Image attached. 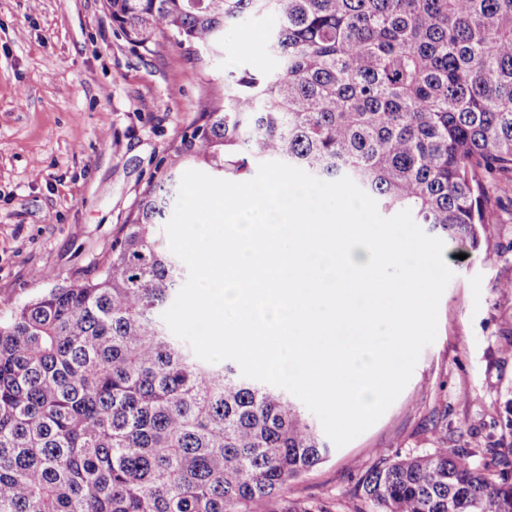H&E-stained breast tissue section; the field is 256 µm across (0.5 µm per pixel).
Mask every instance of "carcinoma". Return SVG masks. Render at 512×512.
Instances as JSON below:
<instances>
[{
    "label": "carcinoma",
    "mask_w": 512,
    "mask_h": 512,
    "mask_svg": "<svg viewBox=\"0 0 512 512\" xmlns=\"http://www.w3.org/2000/svg\"><path fill=\"white\" fill-rule=\"evenodd\" d=\"M117 33L220 58L274 12L278 70L224 71L112 236L105 260L0 317V512H312L281 500L330 448L282 389L199 359L160 314L187 278L160 226L184 171L282 161L350 177L385 210L478 251L512 191V0H105ZM462 448L381 459L376 512H512Z\"/></svg>",
    "instance_id": "obj_1"
}]
</instances>
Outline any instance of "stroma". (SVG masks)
<instances>
[{"label": "stroma", "mask_w": 512, "mask_h": 512, "mask_svg": "<svg viewBox=\"0 0 512 512\" xmlns=\"http://www.w3.org/2000/svg\"><path fill=\"white\" fill-rule=\"evenodd\" d=\"M277 19L249 17L224 37L228 67L275 68ZM216 67L169 44L117 37L104 0H0V297L24 302L101 263L154 163L197 115ZM39 176H32V168ZM483 250L445 254L454 272L426 346L395 402L324 463L289 481V501L375 512L356 494L380 459L463 448L498 480L512 448V216Z\"/></svg>", "instance_id": "stroma-1"}]
</instances>
